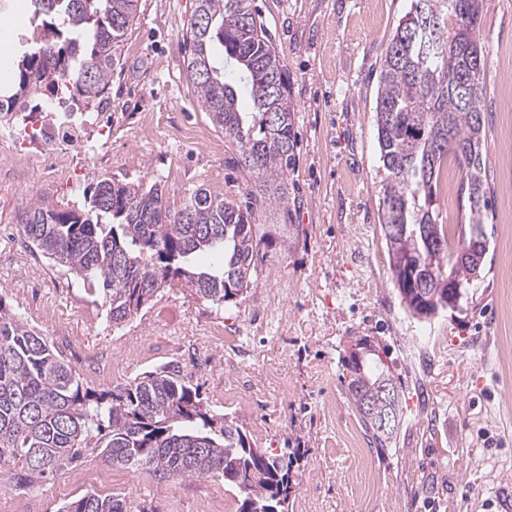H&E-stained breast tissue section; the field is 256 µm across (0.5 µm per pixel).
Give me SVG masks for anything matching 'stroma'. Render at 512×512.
I'll list each match as a JSON object with an SVG mask.
<instances>
[{
    "label": "stroma",
    "instance_id": "stroma-1",
    "mask_svg": "<svg viewBox=\"0 0 512 512\" xmlns=\"http://www.w3.org/2000/svg\"><path fill=\"white\" fill-rule=\"evenodd\" d=\"M411 3L253 0L287 68L296 163L287 207L256 218L258 279L232 302L167 287L115 327L66 269L16 254L22 212L80 207L104 179L162 182L175 208L199 188L245 199L252 180L184 78L194 0H139L107 107L81 115L92 151L70 187L34 175L22 196L0 182V296L13 312L95 390L165 367L234 418L254 447L299 450L289 512H512V112L501 109L512 96V0H482L477 30L488 81L485 271L458 308L427 320L406 311L394 286L378 214L379 73ZM194 128L217 150L189 139ZM460 183L449 166L439 210L456 230L469 222ZM215 327L236 333V350L211 336ZM361 338L385 352L404 391L397 444L385 454L365 447L366 468L340 432L358 424L342 358ZM88 493L125 496L150 512L240 505L223 479L164 480L89 452L63 475L26 486L0 475V512H61Z\"/></svg>",
    "mask_w": 512,
    "mask_h": 512
}]
</instances>
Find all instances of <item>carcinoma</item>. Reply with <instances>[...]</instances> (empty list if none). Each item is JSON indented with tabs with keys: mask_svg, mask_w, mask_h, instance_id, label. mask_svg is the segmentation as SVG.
<instances>
[{
	"mask_svg": "<svg viewBox=\"0 0 512 512\" xmlns=\"http://www.w3.org/2000/svg\"><path fill=\"white\" fill-rule=\"evenodd\" d=\"M139 0H35L32 31L13 77L0 82V115L25 112L32 95L63 87L79 110L107 103L112 70L132 29ZM197 19L183 35L186 74L214 127L224 132L254 189L241 206L228 195L199 191L171 209L159 182L102 180L81 208H38L19 216L33 252L98 286L107 319L121 325L162 288L181 285L201 301L222 305L257 277L254 226L258 210L288 201L295 165L293 108L286 66L252 0H196ZM436 19L433 41L414 35L413 11L393 32L380 70L375 123L385 170L379 213L394 285L408 312L427 319L448 307V281L464 291L481 279L486 251L467 248L486 235L487 139L457 86L483 59L475 38L481 0H415ZM241 74L250 109L240 106ZM463 174L470 223L455 239L440 223L437 198L448 158ZM223 257L219 269L193 256ZM347 390L374 447L385 434L368 415L379 384L397 385L375 346L357 340L344 357ZM94 450L116 468L145 467L159 478L221 477L241 497V512H288L291 462L253 447L242 427L203 403L200 394L161 369L123 388L96 392L47 337L6 307L0 296V474L29 483L56 477ZM62 512H148L127 497L87 494Z\"/></svg>",
	"mask_w": 512,
	"mask_h": 512,
	"instance_id": "1",
	"label": "carcinoma"
}]
</instances>
